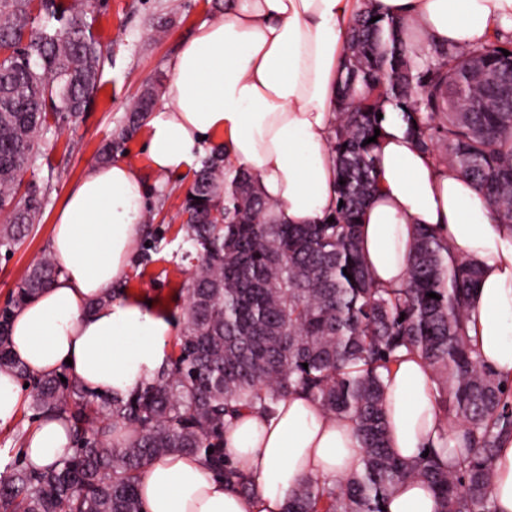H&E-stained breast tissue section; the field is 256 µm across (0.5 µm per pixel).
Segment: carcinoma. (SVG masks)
I'll return each mask as SVG.
<instances>
[{"instance_id":"carcinoma-1","label":"carcinoma","mask_w":512,"mask_h":512,"mask_svg":"<svg viewBox=\"0 0 512 512\" xmlns=\"http://www.w3.org/2000/svg\"><path fill=\"white\" fill-rule=\"evenodd\" d=\"M88 0H0V249L13 253L40 223L48 188L24 174L49 155L52 129L77 121L101 85L102 51ZM358 15L349 30L338 112L334 222L280 224L255 177L214 147L200 161L181 207L190 274L177 351L143 386L119 397L60 375L35 377L9 345L0 319V368L30 381L32 408L71 424L73 452L46 469L24 463L0 474V512H145L147 463L197 454L242 494L252 480L224 458V426L242 409H267L294 392L351 422L363 448L346 480L309 478L285 512H386L401 484L425 483L438 512H495L493 462L512 437V382L480 360L467 336L468 300L480 269L419 227L408 280L373 285L359 249L362 211L377 188L375 143L392 117L449 169L470 179L500 224L512 226V96L472 77L475 65L508 61L500 40L411 52L400 24ZM156 93L133 102L100 149L109 162L145 124ZM382 118H377V115ZM57 266L37 260L15 289L19 307L49 287ZM433 292L438 298L428 297ZM439 384L438 447L405 461L388 447L385 376L402 350ZM308 367H303V364ZM213 453H208V450Z\"/></svg>"}]
</instances>
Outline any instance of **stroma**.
<instances>
[{
  "label": "stroma",
  "instance_id": "1",
  "mask_svg": "<svg viewBox=\"0 0 512 512\" xmlns=\"http://www.w3.org/2000/svg\"><path fill=\"white\" fill-rule=\"evenodd\" d=\"M93 33L102 48L101 87L88 110L61 134H47L45 147L51 166L37 169L36 179L50 190L40 224L13 253L0 252V310L9 306L12 293L28 267L48 248L54 216L68 191L98 163L97 151L112 130L122 125L131 104L151 85H167L169 63L180 43L203 19L222 14L224 0H91ZM145 132L128 143L125 159L143 174L150 231L159 237V250L148 265H135L125 280L129 293L144 296L153 305L168 303L181 314L184 288L191 271L181 257L180 209L189 179L158 180L144 153ZM76 148L65 152L66 142Z\"/></svg>",
  "mask_w": 512,
  "mask_h": 512
}]
</instances>
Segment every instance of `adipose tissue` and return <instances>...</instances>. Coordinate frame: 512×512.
Segmentation results:
<instances>
[{
    "mask_svg": "<svg viewBox=\"0 0 512 512\" xmlns=\"http://www.w3.org/2000/svg\"><path fill=\"white\" fill-rule=\"evenodd\" d=\"M361 11L400 21L415 49L471 47L512 31V0H226L223 15L202 20L170 65L164 100L146 122L151 171L190 175L218 142L232 165L258 178L279 223L322 221L336 207L329 143L347 32ZM376 157L379 189L360 226L373 283L405 284L419 226L447 239L481 270L467 334L484 364L512 380V229L497 223L469 179L438 164L400 126L387 124ZM147 205L141 172L125 159L94 167L69 191L51 235L60 273L10 325L12 355L31 373L65 370L89 390L125 396L162 366L168 312L135 296L108 297L131 271ZM436 389L422 359L402 353L385 389L388 444L398 457L415 459L437 443ZM72 446L65 418L44 415L23 437L21 457L47 468ZM224 456L252 479L253 495L240 494L202 456L169 454L152 459L141 477L146 512H283L307 478L349 477L362 448L351 423L293 393L268 410L239 411L224 428ZM437 509L419 481L399 486L386 506Z\"/></svg>",
    "mask_w": 512,
    "mask_h": 512,
    "instance_id": "adipose-tissue-1",
    "label": "adipose tissue"
}]
</instances>
